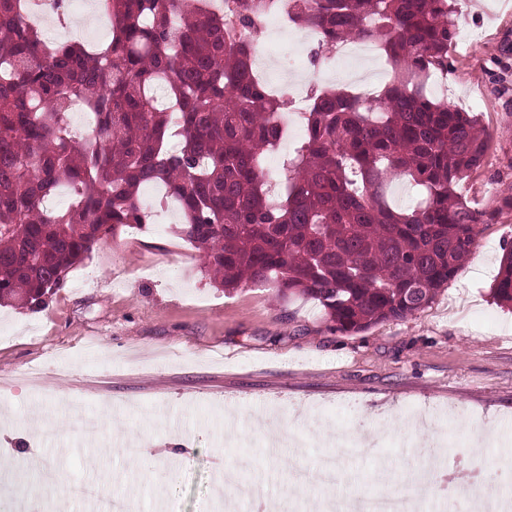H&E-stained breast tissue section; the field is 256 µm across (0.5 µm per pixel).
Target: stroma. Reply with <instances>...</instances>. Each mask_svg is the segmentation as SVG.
I'll use <instances>...</instances> for the list:
<instances>
[{"label":"stroma","mask_w":512,"mask_h":512,"mask_svg":"<svg viewBox=\"0 0 512 512\" xmlns=\"http://www.w3.org/2000/svg\"><path fill=\"white\" fill-rule=\"evenodd\" d=\"M460 27L474 41L448 49L449 105L478 114L486 159L457 191L493 212L472 254L429 307L359 333H341L318 302L268 288L225 293L201 253L162 229L122 227L74 267L44 308L0 306V465L26 452L39 471L59 470L58 512H93L74 496L92 484L140 512L176 499L179 512H251L238 483L297 512L327 495L295 486L290 463L313 469L336 457L339 491L396 493L423 512H470L473 498L418 490L422 474L461 448L512 492V307L492 287L512 242V0H464ZM306 84L350 86L314 64V43L295 27ZM44 374L29 387L30 368ZM42 413L49 426L29 422ZM145 440L128 460L124 440Z\"/></svg>","instance_id":"35a3bbf8"}]
</instances>
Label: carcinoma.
Here are the masks:
<instances>
[{
	"label": "carcinoma",
	"instance_id": "cac0c4a2",
	"mask_svg": "<svg viewBox=\"0 0 512 512\" xmlns=\"http://www.w3.org/2000/svg\"><path fill=\"white\" fill-rule=\"evenodd\" d=\"M30 3L0 0V303L44 304L109 231L152 223L153 185L224 291L311 298L342 333L428 307L493 218L457 192L488 133L428 90L448 75L458 0H96L111 22L96 45L47 40L24 20ZM269 17L328 49L374 44L391 71L369 102L312 87L276 192L258 170L288 136V101L255 69ZM76 110L92 119L80 137ZM392 176L421 191L417 205H393ZM62 189L68 202L46 208ZM494 294L512 304L511 244Z\"/></svg>",
	"mask_w": 512,
	"mask_h": 512
}]
</instances>
